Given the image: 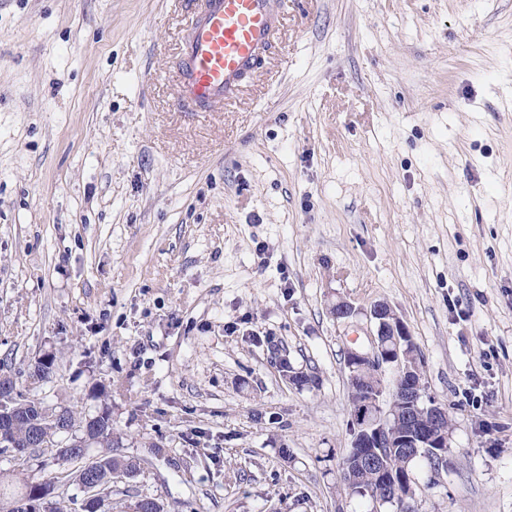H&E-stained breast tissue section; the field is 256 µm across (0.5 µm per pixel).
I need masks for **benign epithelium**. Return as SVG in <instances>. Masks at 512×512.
<instances>
[{
  "label": "benign epithelium",
  "instance_id": "benign-epithelium-1",
  "mask_svg": "<svg viewBox=\"0 0 512 512\" xmlns=\"http://www.w3.org/2000/svg\"><path fill=\"white\" fill-rule=\"evenodd\" d=\"M376 334L371 349L349 350L346 362L350 406V431L353 436V464L378 463L382 487L394 486L397 467L385 461V448L424 449L434 464L446 457L450 447L448 406L438 403L427 391L423 374L408 355L411 338L406 324L385 302L373 304L369 313ZM395 374L387 387V373ZM389 391L390 402L382 404L379 394ZM400 432L389 433L391 423Z\"/></svg>",
  "mask_w": 512,
  "mask_h": 512
}]
</instances>
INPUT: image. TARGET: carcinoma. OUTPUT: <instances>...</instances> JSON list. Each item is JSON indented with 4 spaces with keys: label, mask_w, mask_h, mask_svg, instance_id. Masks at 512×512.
Returning a JSON list of instances; mask_svg holds the SVG:
<instances>
[{
    "label": "carcinoma",
    "mask_w": 512,
    "mask_h": 512,
    "mask_svg": "<svg viewBox=\"0 0 512 512\" xmlns=\"http://www.w3.org/2000/svg\"><path fill=\"white\" fill-rule=\"evenodd\" d=\"M25 373L26 379L44 383L52 377L54 367L43 366L38 358L27 365ZM0 400L12 412L13 418L8 443H0V456L14 459L15 466L20 468L18 475L0 472V512H28L19 502L35 482L40 484L36 512H63L61 501L64 499L72 505L70 512H83L84 494L79 491L78 479L86 469V460L76 449L63 447L60 422L68 428L69 442L75 444L90 436L101 448L93 465L99 471L98 512H113L112 496L120 495L122 491L112 488V471L123 470L134 479L140 474L145 459L122 452L119 439L112 433V415L108 406H102L97 419L90 421L69 408L55 410L46 406L18 390L14 381L9 382L8 391L0 392ZM46 454L52 456L60 470L52 477L38 480L29 474V469L34 465L43 467L42 457ZM410 473V464L405 470L398 469V489L386 491L378 482L376 469L368 465L355 466L350 494L388 504L395 512H416L415 505L404 498Z\"/></svg>",
    "instance_id": "cac0c4a2"
}]
</instances>
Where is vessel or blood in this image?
<instances>
[{"label": "vessel or blood", "instance_id": "1", "mask_svg": "<svg viewBox=\"0 0 512 512\" xmlns=\"http://www.w3.org/2000/svg\"><path fill=\"white\" fill-rule=\"evenodd\" d=\"M288 0H203L182 38L174 103L216 112L235 103L248 76L276 53L275 35Z\"/></svg>", "mask_w": 512, "mask_h": 512}]
</instances>
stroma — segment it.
Listing matches in <instances>:
<instances>
[{"instance_id": "obj_1", "label": "stroma", "mask_w": 512, "mask_h": 512, "mask_svg": "<svg viewBox=\"0 0 512 512\" xmlns=\"http://www.w3.org/2000/svg\"><path fill=\"white\" fill-rule=\"evenodd\" d=\"M185 4L0 0V362L105 389L173 512H388L340 482L382 300L452 420L418 512H512V0H292L220 112L173 100Z\"/></svg>"}]
</instances>
